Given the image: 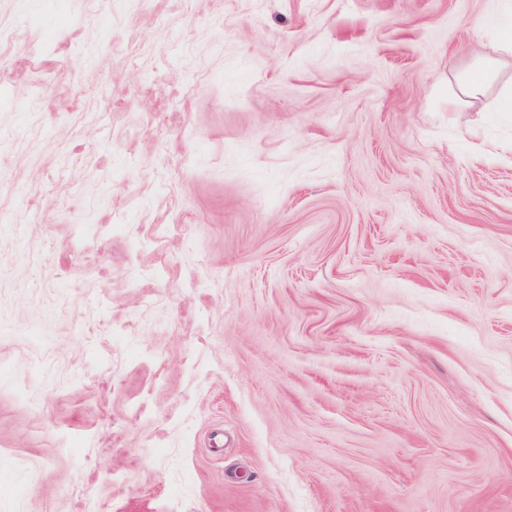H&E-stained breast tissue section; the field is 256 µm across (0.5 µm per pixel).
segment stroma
Instances as JSON below:
<instances>
[{"label": "stroma", "mask_w": 512, "mask_h": 512, "mask_svg": "<svg viewBox=\"0 0 512 512\" xmlns=\"http://www.w3.org/2000/svg\"><path fill=\"white\" fill-rule=\"evenodd\" d=\"M0 23V512H512V0Z\"/></svg>", "instance_id": "1"}]
</instances>
